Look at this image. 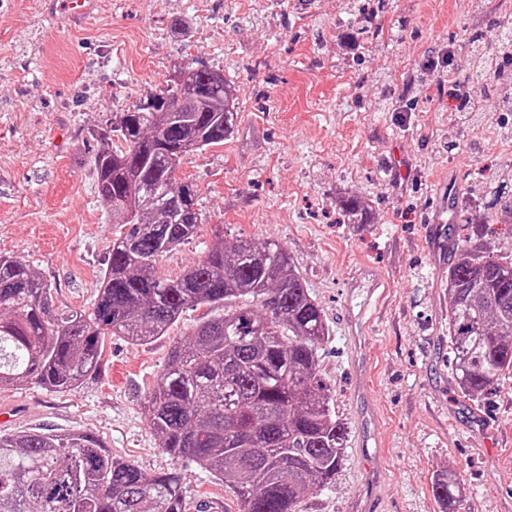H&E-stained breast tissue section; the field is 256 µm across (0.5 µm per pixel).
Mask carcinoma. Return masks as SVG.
Returning <instances> with one entry per match:
<instances>
[{
	"label": "carcinoma",
	"instance_id": "cac0c4a2",
	"mask_svg": "<svg viewBox=\"0 0 512 512\" xmlns=\"http://www.w3.org/2000/svg\"><path fill=\"white\" fill-rule=\"evenodd\" d=\"M470 37L477 71L494 81L512 62V42L493 55ZM238 117L235 88L189 65L90 131L91 158L112 240L93 312L59 311L52 286L30 265L0 255V389L35 383L50 392L80 386L100 367L105 339L143 344L182 313L203 319L172 346L145 401L158 447L223 481L238 512H297L328 488L347 448L323 381V309L278 242L228 244L215 234L204 257L175 277L159 257L197 234L196 183L179 180L181 158L224 142ZM124 142L115 150L112 140ZM448 267V348L454 377L473 397L512 373V261L468 237ZM434 497L452 508L463 487L443 470ZM0 512H187L177 469L146 475L112 455L88 430L0 431Z\"/></svg>",
	"mask_w": 512,
	"mask_h": 512
}]
</instances>
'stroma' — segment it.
I'll list each match as a JSON object with an SVG mask.
<instances>
[{"label":"stroma","instance_id":"obj_1","mask_svg":"<svg viewBox=\"0 0 512 512\" xmlns=\"http://www.w3.org/2000/svg\"><path fill=\"white\" fill-rule=\"evenodd\" d=\"M56 2L50 14L45 0H0V254L35 268L57 309L91 311L120 227L97 194L90 129L182 65L221 71L238 120L224 144L182 158L177 176L197 184L206 222L159 269L179 274L218 231L229 243L279 242L329 325L321 373L352 437L362 402L344 283L360 261L391 281L363 338L385 446H348L335 481L299 512H353L369 489L381 512H444L431 482L448 467L464 487L459 512H512V376L476 399L459 391L448 263L424 224L442 178L455 175L443 240L468 233L512 261V112L491 95L472 116L451 97L459 83L482 90L470 33L495 47V22L512 0H98L80 24ZM448 45L450 71L430 68ZM395 153L413 170L408 183L390 164ZM208 314L188 309L147 344L106 339L99 371L71 391L0 390V407L13 411L0 431L91 430L145 474L180 467L189 512H237L220 480L158 447L144 408L172 345ZM373 465L385 470L375 486Z\"/></svg>","mask_w":512,"mask_h":512}]
</instances>
